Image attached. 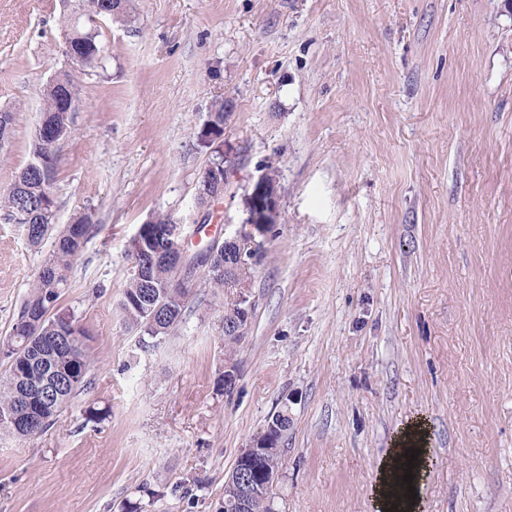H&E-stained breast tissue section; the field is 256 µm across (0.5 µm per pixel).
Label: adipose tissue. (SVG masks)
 <instances>
[{
  "mask_svg": "<svg viewBox=\"0 0 512 512\" xmlns=\"http://www.w3.org/2000/svg\"><path fill=\"white\" fill-rule=\"evenodd\" d=\"M429 430L424 419L408 421L394 436L389 451L377 463L371 484L373 512H420L421 500L397 492L404 471H411L414 487H422L430 464Z\"/></svg>",
  "mask_w": 512,
  "mask_h": 512,
  "instance_id": "adipose-tissue-1",
  "label": "adipose tissue"
}]
</instances>
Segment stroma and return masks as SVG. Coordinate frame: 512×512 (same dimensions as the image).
Wrapping results in <instances>:
<instances>
[{"instance_id":"1","label":"stroma","mask_w":512,"mask_h":512,"mask_svg":"<svg viewBox=\"0 0 512 512\" xmlns=\"http://www.w3.org/2000/svg\"><path fill=\"white\" fill-rule=\"evenodd\" d=\"M60 11L0 0V108L22 110L0 190L71 67ZM98 32L108 52L56 144L51 232L34 246L0 215L2 341L58 233L93 214L57 302L92 365L44 432L0 431V512H224L238 455L281 410L272 512H371L374 468L414 418L430 425L423 512H512L506 0H135ZM218 103L224 134L202 140ZM219 156L224 194L197 205ZM267 170L281 215L248 288L192 289L169 335L129 329L139 225L172 214L194 254L239 228Z\"/></svg>"}]
</instances>
